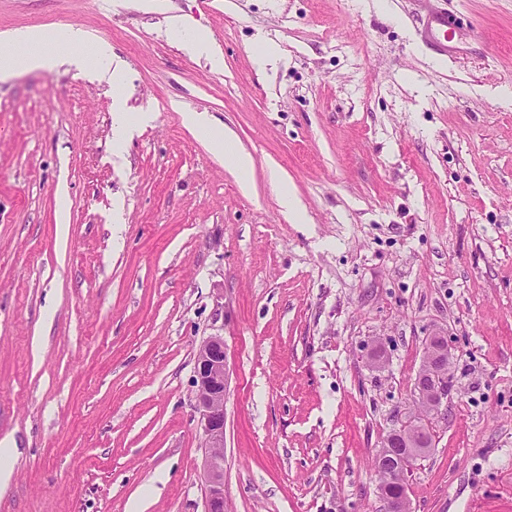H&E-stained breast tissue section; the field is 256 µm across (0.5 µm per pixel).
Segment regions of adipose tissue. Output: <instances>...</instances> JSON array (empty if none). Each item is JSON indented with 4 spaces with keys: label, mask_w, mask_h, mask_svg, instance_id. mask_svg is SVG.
Segmentation results:
<instances>
[{
    "label": "adipose tissue",
    "mask_w": 512,
    "mask_h": 512,
    "mask_svg": "<svg viewBox=\"0 0 512 512\" xmlns=\"http://www.w3.org/2000/svg\"><path fill=\"white\" fill-rule=\"evenodd\" d=\"M86 34L71 26H58L47 30L30 28L14 36V50L0 53V79L12 77L18 73L48 69L57 62V51L66 47L74 50L72 63L77 70L95 68L99 75L107 79L115 96L123 94L124 65L113 55L111 46L104 41L94 44L92 56L79 53ZM188 125L201 136L212 139L215 150L223 154L225 161L241 173L252 168V159L248 153L239 151L231 138H218L214 135L212 123L203 113L189 112L185 115Z\"/></svg>",
    "instance_id": "obj_1"
}]
</instances>
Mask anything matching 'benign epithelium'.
<instances>
[{
  "label": "benign epithelium",
  "instance_id": "benign-epithelium-1",
  "mask_svg": "<svg viewBox=\"0 0 512 512\" xmlns=\"http://www.w3.org/2000/svg\"><path fill=\"white\" fill-rule=\"evenodd\" d=\"M454 354L450 343L438 346L427 342L423 370L415 380V392L425 413L434 414L448 401L450 370ZM227 352L224 337L206 338L197 353L194 384L199 425L208 448L204 460L205 510L224 512V392ZM427 429L416 417L394 430L383 442L384 448H415L418 435Z\"/></svg>",
  "mask_w": 512,
  "mask_h": 512
}]
</instances>
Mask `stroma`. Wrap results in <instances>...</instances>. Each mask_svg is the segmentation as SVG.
<instances>
[{
    "label": "stroma",
    "mask_w": 512,
    "mask_h": 512,
    "mask_svg": "<svg viewBox=\"0 0 512 512\" xmlns=\"http://www.w3.org/2000/svg\"><path fill=\"white\" fill-rule=\"evenodd\" d=\"M431 8L476 36L436 54ZM62 25L111 44L153 119L118 148L107 81L0 80V512H204L214 335L225 512H385L372 460L438 333L452 391L411 510L512 512V0H0V34ZM185 121L201 136L212 140L215 150L224 154V160L237 171L247 174L252 169V159L248 153L239 151L230 137L215 138L212 123L203 113L186 112ZM227 352L223 336L206 338L197 353L196 410L205 448V510L224 512V392ZM17 457L16 445L11 438L0 439V485L2 487L8 484L10 477L12 476L13 462ZM2 460L4 465L2 466Z\"/></svg>",
    "instance_id": "35a3bbf8"
}]
</instances>
